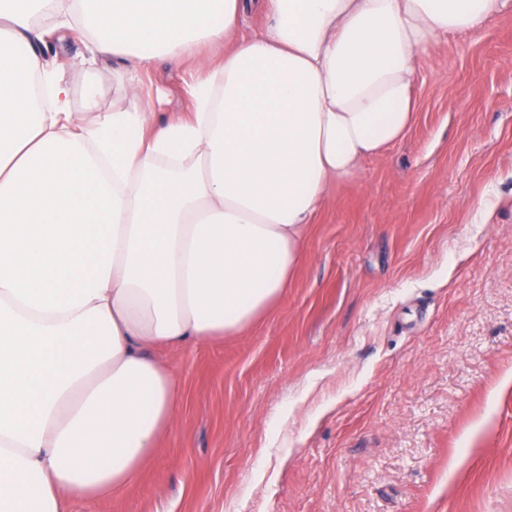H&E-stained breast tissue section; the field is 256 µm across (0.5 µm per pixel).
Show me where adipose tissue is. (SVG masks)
<instances>
[{
  "label": "adipose tissue",
  "instance_id": "adipose-tissue-1",
  "mask_svg": "<svg viewBox=\"0 0 512 512\" xmlns=\"http://www.w3.org/2000/svg\"><path fill=\"white\" fill-rule=\"evenodd\" d=\"M0 0V512L97 505L140 477L181 398L163 348L238 336L288 292L325 188L399 142L420 60L512 0ZM83 69L129 61L111 111ZM194 70L158 122L139 74ZM84 53V44L70 37L58 43L55 65L66 73L73 90V107L80 109L82 104V91L85 85L94 83L98 86L99 102L103 112L112 109V99L122 92L123 85L116 71L118 63L112 61V56L97 60L88 70H74L71 62Z\"/></svg>",
  "mask_w": 512,
  "mask_h": 512
}]
</instances>
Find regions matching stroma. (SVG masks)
I'll return each instance as SVG.
<instances>
[{
  "mask_svg": "<svg viewBox=\"0 0 512 512\" xmlns=\"http://www.w3.org/2000/svg\"><path fill=\"white\" fill-rule=\"evenodd\" d=\"M73 37L81 106L122 92ZM189 63L141 75L185 115ZM404 138L325 189L288 293L244 336L164 351L175 427L96 512H512V14L449 36Z\"/></svg>",
  "mask_w": 512,
  "mask_h": 512,
  "instance_id": "1",
  "label": "stroma"
}]
</instances>
